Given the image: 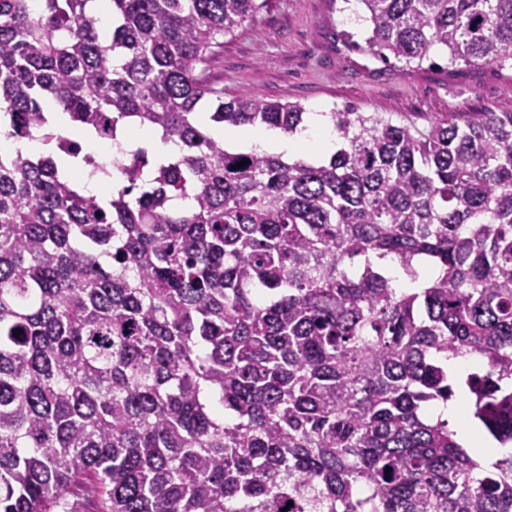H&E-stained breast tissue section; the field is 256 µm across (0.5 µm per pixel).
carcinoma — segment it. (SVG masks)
<instances>
[{"instance_id":"carcinoma-1","label":"carcinoma","mask_w":512,"mask_h":512,"mask_svg":"<svg viewBox=\"0 0 512 512\" xmlns=\"http://www.w3.org/2000/svg\"><path fill=\"white\" fill-rule=\"evenodd\" d=\"M93 2L0 0V133L46 139L0 154V512H512V453L426 415L475 355L467 415L512 445V112H333L317 165L230 151L212 126L303 122L207 76L268 0ZM355 2L382 58L512 63V0ZM50 103L180 154L87 195Z\"/></svg>"}]
</instances>
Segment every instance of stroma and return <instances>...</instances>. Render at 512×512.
Returning a JSON list of instances; mask_svg holds the SVG:
<instances>
[{
	"label": "stroma",
	"mask_w": 512,
	"mask_h": 512,
	"mask_svg": "<svg viewBox=\"0 0 512 512\" xmlns=\"http://www.w3.org/2000/svg\"><path fill=\"white\" fill-rule=\"evenodd\" d=\"M361 11L356 0H269L225 36L210 80L228 100L251 90L307 111L351 108L419 127L445 112L512 111L511 67H452L443 48L414 68L383 60L367 47Z\"/></svg>",
	"instance_id": "stroma-1"
}]
</instances>
